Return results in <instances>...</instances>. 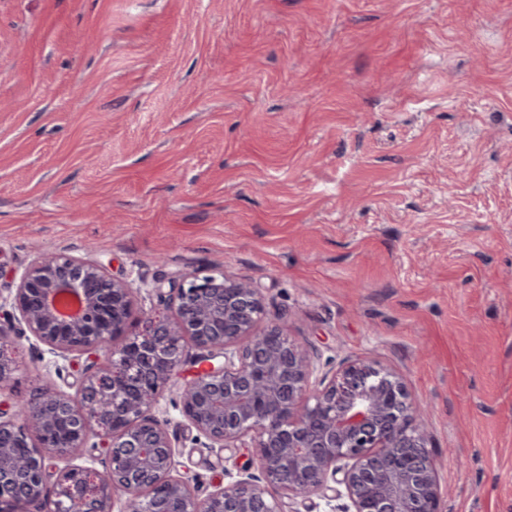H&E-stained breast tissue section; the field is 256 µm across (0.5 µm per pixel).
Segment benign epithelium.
Returning a JSON list of instances; mask_svg holds the SVG:
<instances>
[{"mask_svg": "<svg viewBox=\"0 0 512 512\" xmlns=\"http://www.w3.org/2000/svg\"><path fill=\"white\" fill-rule=\"evenodd\" d=\"M150 288L163 312L121 344L136 289L96 260L44 255L0 296L1 341L27 332L65 360L86 357L76 395L46 386L12 404L16 362L0 356V512H113L118 494L121 512H280L274 493L309 499L331 481L343 512H442L424 410L394 369L345 359L315 377L260 290L222 271ZM189 345L206 367L179 388L182 416L213 448L252 449L256 466L204 499L174 475L175 443L151 413ZM91 437L103 469L50 464Z\"/></svg>", "mask_w": 512, "mask_h": 512, "instance_id": "1", "label": "benign epithelium"}]
</instances>
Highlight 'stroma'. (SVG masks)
<instances>
[{
  "instance_id": "obj_1",
  "label": "stroma",
  "mask_w": 512,
  "mask_h": 512,
  "mask_svg": "<svg viewBox=\"0 0 512 512\" xmlns=\"http://www.w3.org/2000/svg\"><path fill=\"white\" fill-rule=\"evenodd\" d=\"M149 284L221 270L321 367L429 407L444 512H512V0H0V265ZM14 397L76 363L11 343ZM175 471L253 473L177 388Z\"/></svg>"
}]
</instances>
